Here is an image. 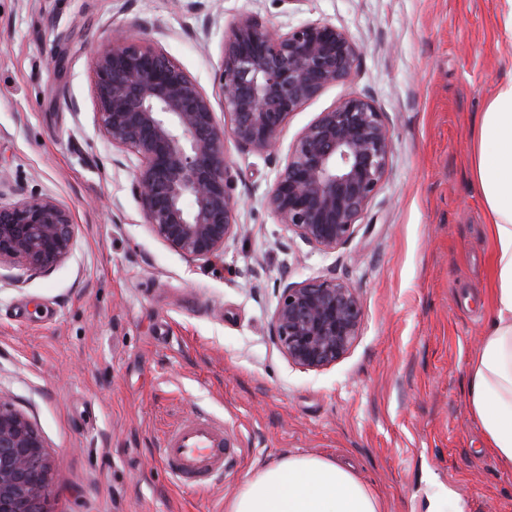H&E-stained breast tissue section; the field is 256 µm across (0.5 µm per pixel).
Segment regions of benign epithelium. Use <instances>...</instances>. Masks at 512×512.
<instances>
[{"label":"benign epithelium","mask_w":512,"mask_h":512,"mask_svg":"<svg viewBox=\"0 0 512 512\" xmlns=\"http://www.w3.org/2000/svg\"><path fill=\"white\" fill-rule=\"evenodd\" d=\"M359 47L334 24L309 21L272 32L242 18L224 35L220 126L208 97L167 54L112 31L94 61L100 129L112 146L141 160L133 191L154 235L190 261H210L240 236L239 201L224 147L270 152L289 117L325 88L353 78ZM392 153L385 113L349 95L293 141L267 206L308 246H349L379 192ZM68 211L48 195L0 204V263L47 274L73 246ZM363 305L336 278L288 283L279 291L272 335L288 362L321 371L361 335ZM52 464L31 420L0 397V512H51Z\"/></svg>","instance_id":"7a95c632"}]
</instances>
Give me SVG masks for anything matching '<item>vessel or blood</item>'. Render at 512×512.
I'll return each mask as SVG.
<instances>
[{"mask_svg":"<svg viewBox=\"0 0 512 512\" xmlns=\"http://www.w3.org/2000/svg\"><path fill=\"white\" fill-rule=\"evenodd\" d=\"M235 446L234 432L223 421L202 412L167 430L161 457L179 484L203 488L223 474Z\"/></svg>","mask_w":512,"mask_h":512,"instance_id":"1","label":"vessel or blood"}]
</instances>
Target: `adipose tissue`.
Wrapping results in <instances>:
<instances>
[{
  "label": "adipose tissue",
  "instance_id": "adipose-tissue-1",
  "mask_svg": "<svg viewBox=\"0 0 512 512\" xmlns=\"http://www.w3.org/2000/svg\"><path fill=\"white\" fill-rule=\"evenodd\" d=\"M470 170L491 244L490 317L471 356L467 399L495 463L512 472V83L487 101L472 134ZM226 512H384L335 461L293 454L254 472Z\"/></svg>",
  "mask_w": 512,
  "mask_h": 512
}]
</instances>
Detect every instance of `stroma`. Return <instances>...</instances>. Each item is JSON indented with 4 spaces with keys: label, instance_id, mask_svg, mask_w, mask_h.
<instances>
[{
    "label": "stroma",
    "instance_id": "35a3bbf8",
    "mask_svg": "<svg viewBox=\"0 0 512 512\" xmlns=\"http://www.w3.org/2000/svg\"><path fill=\"white\" fill-rule=\"evenodd\" d=\"M503 0H0V201L51 195L74 224L47 274L0 266V393L41 433L53 512H225L243 480L291 454L349 466L385 512H512L467 405L487 320L490 243L470 133L512 82ZM253 16L322 20L360 48L354 77L294 112L270 153L226 144L247 230L212 261L158 239L132 191L140 165L100 130L93 65L113 28L164 51L226 124L224 34ZM386 113L393 152L344 249L294 240L265 199L297 134L345 96ZM333 277L365 310L350 352L293 366L271 332L285 284ZM207 412L238 438L205 490L172 483L166 429Z\"/></svg>",
    "mask_w": 512,
    "mask_h": 512
}]
</instances>
